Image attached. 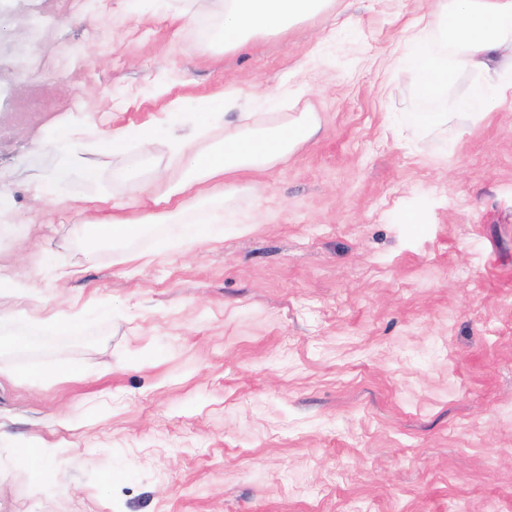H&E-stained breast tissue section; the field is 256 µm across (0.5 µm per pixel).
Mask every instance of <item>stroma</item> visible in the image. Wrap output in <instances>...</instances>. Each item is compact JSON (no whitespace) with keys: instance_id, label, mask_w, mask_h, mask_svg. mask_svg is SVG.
<instances>
[{"instance_id":"1","label":"stroma","mask_w":512,"mask_h":512,"mask_svg":"<svg viewBox=\"0 0 512 512\" xmlns=\"http://www.w3.org/2000/svg\"><path fill=\"white\" fill-rule=\"evenodd\" d=\"M429 2L336 0L228 52L224 0H0V266L84 313L79 334L38 329L0 297L28 340L0 353V512H512V109L400 124L438 104L378 63ZM251 85L301 94L320 131L182 214L223 210L221 241L175 246L177 224L134 206L169 163L161 140L139 185L91 150L93 177L34 200L66 123L100 138L176 99L191 123ZM38 87L52 111L19 122ZM99 198L146 227L98 241L102 212L78 204ZM61 264L76 276L56 281ZM62 366L82 378L27 377ZM31 445L48 465L20 462Z\"/></svg>"}]
</instances>
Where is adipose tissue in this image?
I'll list each match as a JSON object with an SVG mask.
<instances>
[{
	"label": "adipose tissue",
	"instance_id": "obj_1",
	"mask_svg": "<svg viewBox=\"0 0 512 512\" xmlns=\"http://www.w3.org/2000/svg\"><path fill=\"white\" fill-rule=\"evenodd\" d=\"M332 0H224L220 29L225 49L236 50L269 35H284L298 22L326 10ZM388 73L406 72L426 99L446 96L461 71L486 73V80L470 85L464 99L449 111L421 110L403 113L399 122L418 134L447 126L456 120L482 121L505 103H512V0H434L432 8L408 20L401 45L384 61ZM180 112H168L163 120L148 126L113 129L99 142L100 148L127 155L130 146L139 154L129 157L121 176L136 180L154 142L168 138L174 175L159 177L150 192L154 206L167 217H179L189 203L201 196H228L238 189L245 173L268 169L288 158L319 130L311 108L269 119L258 112L237 113L223 123L219 138H212L211 125L177 134ZM89 126L68 128L54 142L60 164L36 189V201L56 202L73 172L82 168L81 142Z\"/></svg>",
	"mask_w": 512,
	"mask_h": 512
}]
</instances>
